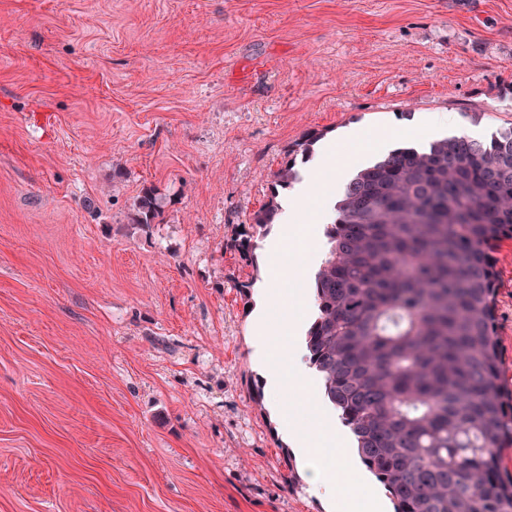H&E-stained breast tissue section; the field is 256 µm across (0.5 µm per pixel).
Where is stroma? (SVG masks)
Listing matches in <instances>:
<instances>
[{
  "label": "stroma",
  "mask_w": 512,
  "mask_h": 512,
  "mask_svg": "<svg viewBox=\"0 0 512 512\" xmlns=\"http://www.w3.org/2000/svg\"><path fill=\"white\" fill-rule=\"evenodd\" d=\"M436 114L512 126V0H0V512H336L251 346L276 231L229 243L306 132ZM131 211L132 224L147 228L155 224L162 214V201L157 189L154 187L144 189L143 194L134 202Z\"/></svg>",
  "instance_id": "stroma-1"
}]
</instances>
